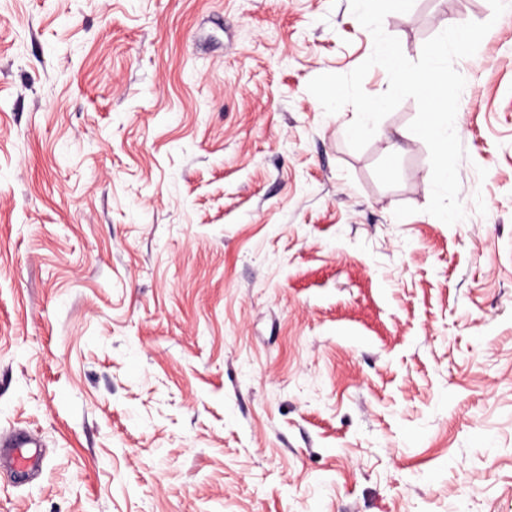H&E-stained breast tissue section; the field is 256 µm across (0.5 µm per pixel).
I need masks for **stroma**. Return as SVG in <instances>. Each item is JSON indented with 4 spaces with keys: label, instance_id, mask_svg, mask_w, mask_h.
Masks as SVG:
<instances>
[{
    "label": "stroma",
    "instance_id": "stroma-1",
    "mask_svg": "<svg viewBox=\"0 0 512 512\" xmlns=\"http://www.w3.org/2000/svg\"><path fill=\"white\" fill-rule=\"evenodd\" d=\"M487 20L449 226L350 0H0V512H512V8L383 27ZM1 447L3 457L17 474H25L40 465L37 445L23 434H16L6 441L1 437Z\"/></svg>",
    "mask_w": 512,
    "mask_h": 512
}]
</instances>
